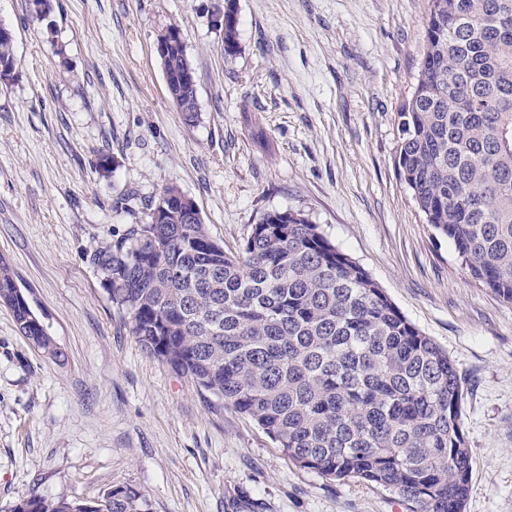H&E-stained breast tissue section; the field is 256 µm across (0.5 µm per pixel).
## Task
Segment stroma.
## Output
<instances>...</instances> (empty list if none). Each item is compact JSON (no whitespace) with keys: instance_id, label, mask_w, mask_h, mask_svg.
<instances>
[{"instance_id":"obj_1","label":"stroma","mask_w":512,"mask_h":512,"mask_svg":"<svg viewBox=\"0 0 512 512\" xmlns=\"http://www.w3.org/2000/svg\"><path fill=\"white\" fill-rule=\"evenodd\" d=\"M428 3L237 0L228 56L207 17L224 0H51L45 17L0 0L14 55L0 83V260L66 352L45 357L0 305V512L115 487L148 512H407L394 492L295 466L128 332L89 256L170 185L228 251L271 209L320 224L456 364L465 512H512V304L460 269L395 166ZM171 27L196 74L190 124L156 52Z\"/></svg>"}]
</instances>
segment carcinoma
Here are the masks:
<instances>
[{
	"label": "carcinoma",
	"instance_id": "1",
	"mask_svg": "<svg viewBox=\"0 0 512 512\" xmlns=\"http://www.w3.org/2000/svg\"><path fill=\"white\" fill-rule=\"evenodd\" d=\"M224 0V54L238 52ZM174 102L193 68L167 29ZM398 116L396 167L434 237L512 303V0H429L417 83ZM183 192L89 256L144 350L254 421L296 466L393 491L409 512H464L472 463L456 365L368 271L301 209L268 210L225 251ZM167 218L154 223V212ZM0 305L54 362L64 352L0 261ZM12 512H147L127 487L74 501L28 497Z\"/></svg>",
	"mask_w": 512,
	"mask_h": 512
}]
</instances>
